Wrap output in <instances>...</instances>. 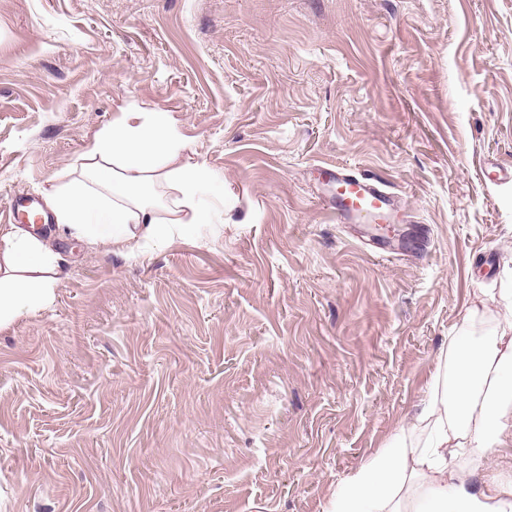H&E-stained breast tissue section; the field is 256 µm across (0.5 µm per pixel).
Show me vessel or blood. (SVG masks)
Wrapping results in <instances>:
<instances>
[{
    "mask_svg": "<svg viewBox=\"0 0 512 512\" xmlns=\"http://www.w3.org/2000/svg\"><path fill=\"white\" fill-rule=\"evenodd\" d=\"M331 195L328 204L339 223L374 226L387 230L394 219L395 196L381 179L344 165L323 168Z\"/></svg>",
    "mask_w": 512,
    "mask_h": 512,
    "instance_id": "b4317fda",
    "label": "vessel or blood"
}]
</instances>
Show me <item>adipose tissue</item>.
Masks as SVG:
<instances>
[{"instance_id": "1", "label": "adipose tissue", "mask_w": 512, "mask_h": 512, "mask_svg": "<svg viewBox=\"0 0 512 512\" xmlns=\"http://www.w3.org/2000/svg\"><path fill=\"white\" fill-rule=\"evenodd\" d=\"M185 151L168 113H123L85 150L89 182L49 191L56 225L48 234L0 226V329L53 301L52 242L67 232L136 261L145 243H171L174 225L215 223L200 191L220 180ZM161 189L170 192L162 207ZM443 358L447 368L428 404L341 481L329 512H512V480L492 477L478 489L470 481L485 469L488 450L512 438V311L488 334L450 335Z\"/></svg>"}]
</instances>
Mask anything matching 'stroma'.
<instances>
[{"label":"stroma","mask_w":512,"mask_h":512,"mask_svg":"<svg viewBox=\"0 0 512 512\" xmlns=\"http://www.w3.org/2000/svg\"><path fill=\"white\" fill-rule=\"evenodd\" d=\"M172 117L224 220L143 261L56 243L0 330V512H326L512 302V0H0V225ZM396 194V249L317 167Z\"/></svg>","instance_id":"obj_1"}]
</instances>
